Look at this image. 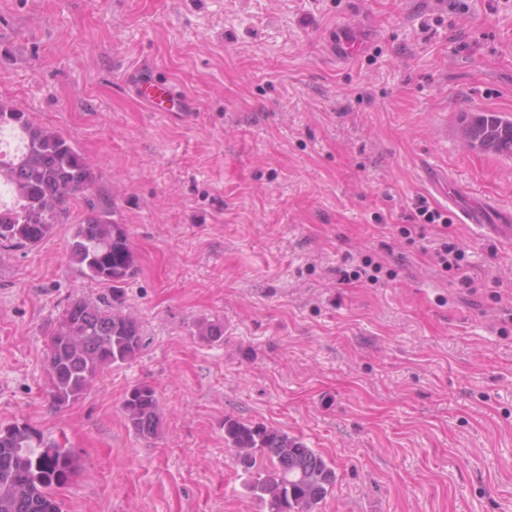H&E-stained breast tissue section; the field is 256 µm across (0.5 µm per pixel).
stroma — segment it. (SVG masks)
Instances as JSON below:
<instances>
[{
	"instance_id": "35a3bbf8",
	"label": "stroma",
	"mask_w": 512,
	"mask_h": 512,
	"mask_svg": "<svg viewBox=\"0 0 512 512\" xmlns=\"http://www.w3.org/2000/svg\"><path fill=\"white\" fill-rule=\"evenodd\" d=\"M369 25L362 56L333 26ZM147 65L198 104L153 112ZM0 102L97 174L34 247H0V427L72 448L63 512H265L224 441L234 416L300 437L336 470L316 512H512V240L400 228L425 170L512 207V159L466 146L469 112L512 119V0H0ZM112 210L135 256L123 309L144 347L78 403L48 397L45 344L76 299V222ZM459 243L463 288L430 255ZM374 283L344 282L363 259ZM222 323L200 341L197 320ZM153 384L162 427L121 409ZM369 40L355 28L333 27L327 33V53L339 61L362 55L369 47Z\"/></svg>"
}]
</instances>
